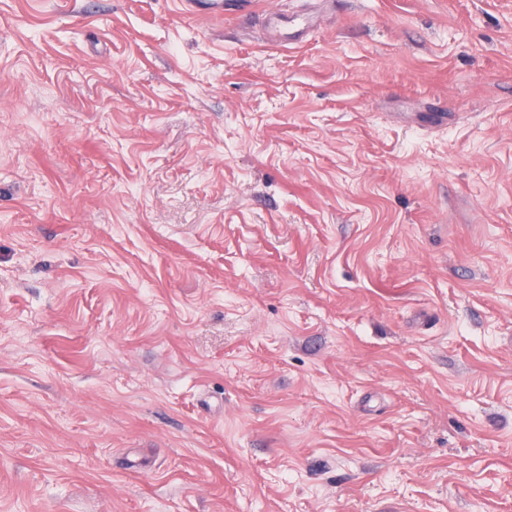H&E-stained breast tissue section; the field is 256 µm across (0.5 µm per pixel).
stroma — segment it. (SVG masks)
I'll use <instances>...</instances> for the list:
<instances>
[{
  "label": "stroma",
  "instance_id": "stroma-1",
  "mask_svg": "<svg viewBox=\"0 0 512 512\" xmlns=\"http://www.w3.org/2000/svg\"><path fill=\"white\" fill-rule=\"evenodd\" d=\"M223 5L0 0V512H512V0Z\"/></svg>",
  "mask_w": 512,
  "mask_h": 512
}]
</instances>
